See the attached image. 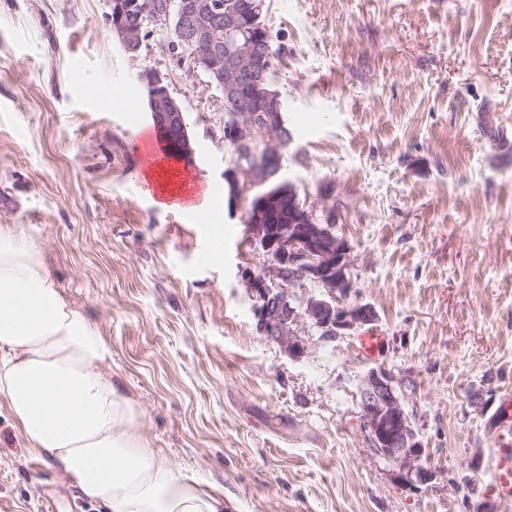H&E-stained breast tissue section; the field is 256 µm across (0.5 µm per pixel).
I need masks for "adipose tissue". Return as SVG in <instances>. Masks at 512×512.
Masks as SVG:
<instances>
[{
	"mask_svg": "<svg viewBox=\"0 0 512 512\" xmlns=\"http://www.w3.org/2000/svg\"><path fill=\"white\" fill-rule=\"evenodd\" d=\"M156 203L187 181L154 160ZM98 326L55 287L38 244L0 225V404L27 447L106 512H234L221 488L183 475L138 430L140 411L102 367Z\"/></svg>",
	"mask_w": 512,
	"mask_h": 512,
	"instance_id": "ef3b65f1",
	"label": "adipose tissue"
}]
</instances>
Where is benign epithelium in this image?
<instances>
[{"mask_svg": "<svg viewBox=\"0 0 512 512\" xmlns=\"http://www.w3.org/2000/svg\"><path fill=\"white\" fill-rule=\"evenodd\" d=\"M265 0H178L176 11L159 9L157 0H108L107 24L123 50L136 56L145 24L174 21V48L209 77L224 94L231 120L224 140L239 160L224 172L233 202L251 191L245 234L268 256L263 267L241 272L253 300L258 332L288 358L310 353L313 337L328 343L376 321L367 304H347L352 288L351 248L335 233L333 211L306 206L293 185L271 187L280 173L286 139L280 92L269 88L274 66L269 34L260 23ZM147 105L160 138L173 158L189 162L194 149L186 136L185 112L171 95L166 78L144 70ZM288 206V223L270 229L271 213ZM364 426L374 448L406 476L420 482L431 473L421 465L422 449L398 394V381L384 368L370 370L359 383Z\"/></svg>", "mask_w": 512, "mask_h": 512, "instance_id": "benign-epithelium-1", "label": "benign epithelium"}]
</instances>
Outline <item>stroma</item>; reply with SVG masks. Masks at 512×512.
Returning a JSON list of instances; mask_svg holds the SVG:
<instances>
[{
  "label": "stroma",
  "mask_w": 512,
  "mask_h": 512,
  "mask_svg": "<svg viewBox=\"0 0 512 512\" xmlns=\"http://www.w3.org/2000/svg\"><path fill=\"white\" fill-rule=\"evenodd\" d=\"M107 0H0V224L23 225L99 327L139 428L237 512H474L500 502L490 417L512 393V0H266L293 139L280 176L352 252L357 335L292 360L260 336L258 260L229 205L224 98L150 24L130 57ZM186 116L211 218L132 186L154 123L138 75ZM402 381L425 484L371 444L358 379ZM476 476L475 487L466 477ZM0 512H103L0 407Z\"/></svg>",
  "instance_id": "35a3bbf8"
}]
</instances>
